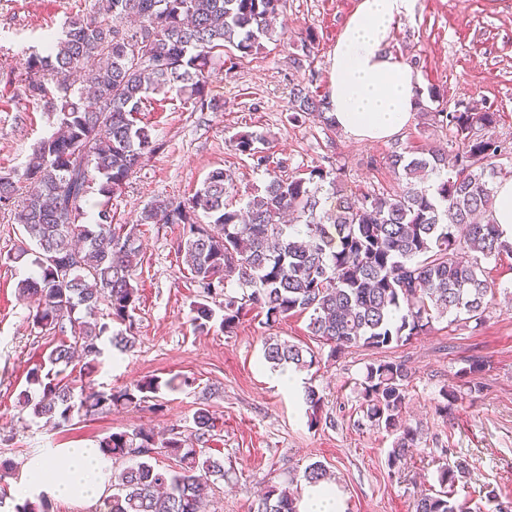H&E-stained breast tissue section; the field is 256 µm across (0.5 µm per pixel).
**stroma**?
<instances>
[{
  "instance_id": "1",
  "label": "stroma",
  "mask_w": 512,
  "mask_h": 512,
  "mask_svg": "<svg viewBox=\"0 0 512 512\" xmlns=\"http://www.w3.org/2000/svg\"><path fill=\"white\" fill-rule=\"evenodd\" d=\"M357 0H286L279 17L283 41L266 43L257 55L234 68L216 63L210 76L214 107L199 111L181 95H151L141 114L157 145L130 177L112 208L122 224L137 222L158 199L179 201L200 188L217 167L228 170L237 204L263 188L267 176L236 149L238 137H256L260 149L283 159L290 172L317 165L341 168L351 188L398 191L403 181L388 169L391 151L444 146L452 131L434 117L475 105L496 113L492 133L512 148V0H417L412 16L399 21L391 50L411 65L420 83V110L410 124L384 143H364L341 130L326 129L309 116L295 123L290 92L302 84L327 95L330 53ZM96 0H0V175L22 168L34 144L56 129L41 102L17 96L29 54L47 33H58L72 16L92 14ZM317 47L310 64L295 69L291 55L306 31ZM438 101H431L429 90ZM13 205H0V458L16 469L0 477V497L17 502L16 491L34 460L54 457L59 472L70 466L73 448H94L103 437L135 426L161 434L185 431L204 389H212L211 411L218 429L210 441L224 458L208 512H251L267 482L299 479L320 461L329 469L344 512H411L414 500L436 482L442 462H462L464 476L455 497L469 512H496L489 490L512 495V256L484 260L482 267L497 293L486 322L478 327L444 317L426 334L378 351L352 347L329 357L307 330L308 319L294 316L268 328L248 312L233 332L219 321L198 332L191 303L196 292L187 279L177 244L179 224H151L142 233L138 270L140 299L134 312L136 344L120 354L105 351L94 377L104 389H118L146 376L185 375L192 387L162 391L161 410L148 404L117 407L53 426L32 419L20 405L29 368L56 345V337L32 324L33 308L21 301L17 284L34 267L30 259L11 261L22 238L9 220ZM278 336L319 353L321 361L296 373V389L282 387L279 373L264 360V342ZM403 360L414 375L404 416L418 426L421 440L412 460L390 468L392 437L370 427L361 409L360 383L377 359ZM482 360L483 391L463 396L448 416L436 410L441 389L461 388V371ZM312 386L324 399V421L311 427L303 401Z\"/></svg>"
}]
</instances>
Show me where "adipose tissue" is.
Segmentation results:
<instances>
[{"instance_id": "obj_1", "label": "adipose tissue", "mask_w": 512, "mask_h": 512, "mask_svg": "<svg viewBox=\"0 0 512 512\" xmlns=\"http://www.w3.org/2000/svg\"><path fill=\"white\" fill-rule=\"evenodd\" d=\"M416 0H357L330 55L329 114L337 128L361 141L385 142L411 121L418 106L414 69L394 56L389 45L395 24L413 15ZM67 476L49 460L32 470L52 495L91 499L101 488L104 466L93 448H75Z\"/></svg>"}]
</instances>
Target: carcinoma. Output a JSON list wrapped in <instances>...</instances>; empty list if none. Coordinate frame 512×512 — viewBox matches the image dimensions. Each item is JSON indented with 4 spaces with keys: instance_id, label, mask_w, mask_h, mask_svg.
<instances>
[{
    "instance_id": "obj_1",
    "label": "carcinoma",
    "mask_w": 512,
    "mask_h": 512,
    "mask_svg": "<svg viewBox=\"0 0 512 512\" xmlns=\"http://www.w3.org/2000/svg\"><path fill=\"white\" fill-rule=\"evenodd\" d=\"M284 2L98 0L97 15L69 18L62 36H49L27 57L20 91L51 108L62 128L37 142L22 170L0 176L1 204L24 191L13 222L29 245L13 259L35 256L36 270L18 283V297L37 302L35 327L60 336L47 361L27 372V383L39 391L35 399L22 397L32 418L66 423L192 384L176 375L144 378L119 390L91 387L109 330L97 320L100 307L112 321L133 325L140 226L146 224L186 226L178 253L184 255L189 283L208 297L224 292L221 324L228 333L247 310H258L268 327L306 314L310 336L329 346L333 357L351 347L383 350L404 343L447 314L477 326L485 322L495 293L478 258L512 254V243L501 239L503 231L492 219L494 180L504 155L488 134L496 123L494 112L436 111L453 128L454 141L446 148L393 152L390 167L406 180L399 192H353L339 168L316 166L306 177L287 175L285 162L242 135L237 150L268 176L263 190L243 207L233 206L231 175L215 168L184 201L156 200L143 209L139 224L116 222L108 200L156 150L151 126L138 118L150 94L175 90L201 110L212 107L209 78L215 60L222 57L233 68L263 49V41L282 39L276 20ZM133 17L141 20L138 29L121 26ZM92 60L98 66L88 77L92 102L86 104L70 77ZM292 95L293 122L318 112L323 124L334 126L326 99L301 85ZM478 126L486 133L476 131ZM324 182L330 189L323 190ZM95 184L107 202L87 219L85 201ZM199 214L208 223L196 221ZM461 249L475 256L460 261ZM68 261L76 265L75 274L62 279L59 267ZM231 281L243 288L241 295L227 292ZM192 310L197 330H209L213 309L196 301ZM107 341L124 353L136 336L120 331ZM264 359L274 368L302 371L316 356L273 338L265 342ZM412 377L404 361L379 359L366 367L361 383L369 426L394 435L388 462L397 469L412 458L420 440L418 428L403 416ZM305 401L316 426L323 396L310 386ZM193 424L194 441L178 432L159 439L139 427L98 442L107 460L135 458L112 474L107 512H207L209 491L224 479V458L202 447L217 429L207 403H200ZM157 454L177 459L179 469L156 467ZM462 472L461 462L440 466L439 489L415 500L413 512H465L454 499ZM326 479L319 461L302 474L309 486ZM298 499L291 485L271 484L252 512H299ZM49 507L42 492L16 504L13 512H49Z\"/></svg>"
}]
</instances>
